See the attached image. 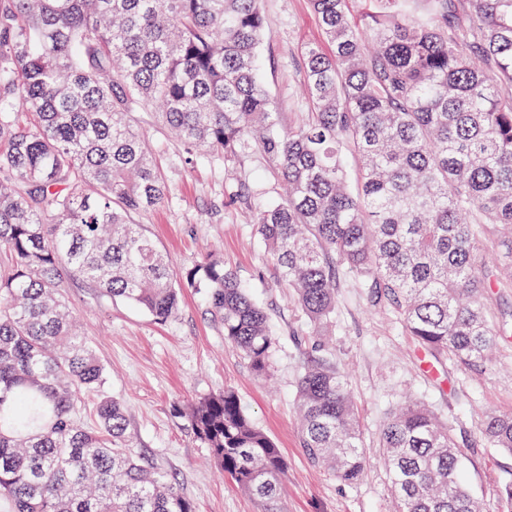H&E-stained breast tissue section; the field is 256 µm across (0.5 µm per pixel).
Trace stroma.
Listing matches in <instances>:
<instances>
[{"mask_svg": "<svg viewBox=\"0 0 512 512\" xmlns=\"http://www.w3.org/2000/svg\"><path fill=\"white\" fill-rule=\"evenodd\" d=\"M262 7L267 24L261 73L274 112L289 128L310 109L301 51L324 39L310 0H262ZM135 125L170 187L168 203L140 217L145 232L179 270L208 251L217 252L265 308L276 339L271 371L260 377L225 342L223 328L209 319L196 289L182 288L176 314L160 322L142 309L69 282L67 305L107 369L106 392L127 405L135 451L149 455L196 512H260L216 469L184 416L196 401L230 389L288 462L284 512H392L380 433L395 406L426 400L453 422L457 440L465 444L469 487L487 512H497L501 486L512 478V456L484 445L477 428L483 414L512 411V344L482 369L450 365L426 373L412 337L373 302L356 277H343L327 342L359 411L365 473L355 485L339 482L314 467L300 446L296 385L309 322L291 302V290L253 224L275 188L271 169L257 157L227 165L209 152L184 165L181 143L153 112L137 114ZM243 184L250 205L225 206L227 191Z\"/></svg>", "mask_w": 512, "mask_h": 512, "instance_id": "obj_1", "label": "stroma"}]
</instances>
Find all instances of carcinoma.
Listing matches in <instances>:
<instances>
[{
	"label": "carcinoma",
	"mask_w": 512,
	"mask_h": 512,
	"mask_svg": "<svg viewBox=\"0 0 512 512\" xmlns=\"http://www.w3.org/2000/svg\"><path fill=\"white\" fill-rule=\"evenodd\" d=\"M311 0L327 51L302 54L311 111L280 127L257 58L261 0H0V504L5 512H195L132 448L127 408L78 331L69 280L175 314L180 284L259 376L275 338L237 273L208 255L181 273L136 222L169 186L133 115L157 116L190 165L260 157L285 193L256 232L311 325L297 380L301 448L346 485L364 473L358 410L323 344L340 272L358 276L435 361L470 369L508 336L482 302L512 248L476 258L488 227L512 241V0ZM358 167L350 177L344 153ZM95 397L93 423L86 400ZM185 415L262 512H283L286 458L235 392ZM480 439L512 455V413ZM395 512H481L448 422L422 402L380 438Z\"/></svg>",
	"instance_id": "1"
}]
</instances>
